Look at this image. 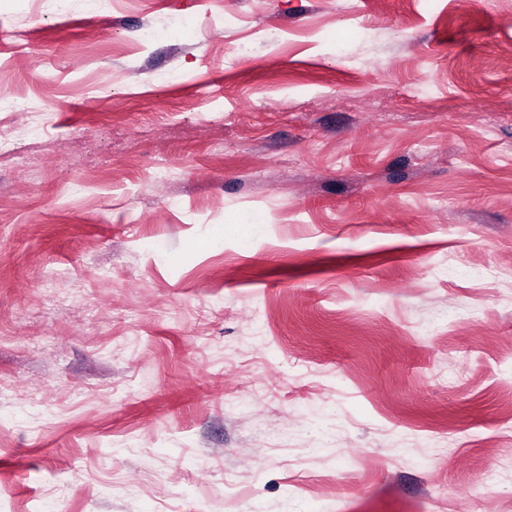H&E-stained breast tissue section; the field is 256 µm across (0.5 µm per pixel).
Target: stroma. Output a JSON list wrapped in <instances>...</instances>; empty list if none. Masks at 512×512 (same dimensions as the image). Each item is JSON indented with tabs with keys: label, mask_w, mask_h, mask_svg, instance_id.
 <instances>
[{
	"label": "stroma",
	"mask_w": 512,
	"mask_h": 512,
	"mask_svg": "<svg viewBox=\"0 0 512 512\" xmlns=\"http://www.w3.org/2000/svg\"><path fill=\"white\" fill-rule=\"evenodd\" d=\"M70 4L0 0V512H512V0Z\"/></svg>",
	"instance_id": "obj_1"
}]
</instances>
